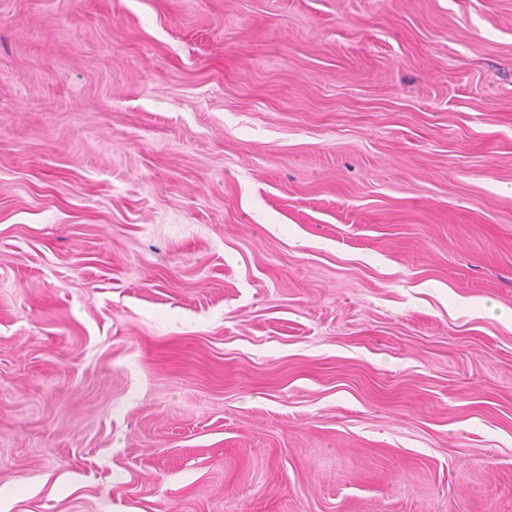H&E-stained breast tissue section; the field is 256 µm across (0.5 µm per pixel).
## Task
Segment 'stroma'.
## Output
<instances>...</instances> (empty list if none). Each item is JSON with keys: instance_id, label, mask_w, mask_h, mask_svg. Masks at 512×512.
I'll return each instance as SVG.
<instances>
[{"instance_id": "stroma-1", "label": "stroma", "mask_w": 512, "mask_h": 512, "mask_svg": "<svg viewBox=\"0 0 512 512\" xmlns=\"http://www.w3.org/2000/svg\"><path fill=\"white\" fill-rule=\"evenodd\" d=\"M0 512H512V0H0Z\"/></svg>"}]
</instances>
